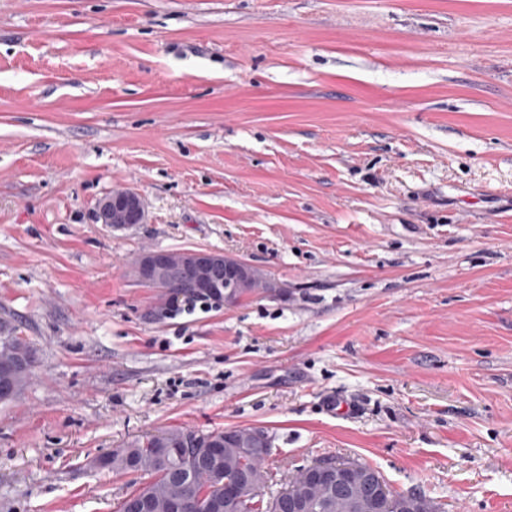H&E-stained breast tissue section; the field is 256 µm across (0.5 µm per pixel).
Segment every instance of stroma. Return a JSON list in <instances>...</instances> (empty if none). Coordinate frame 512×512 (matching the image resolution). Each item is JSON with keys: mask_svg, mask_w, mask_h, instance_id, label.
<instances>
[{"mask_svg": "<svg viewBox=\"0 0 512 512\" xmlns=\"http://www.w3.org/2000/svg\"><path fill=\"white\" fill-rule=\"evenodd\" d=\"M149 249L276 291L156 320ZM1 316L0 512H117L176 426L512 512V0H0ZM96 222L113 229H124L145 221V205L137 192L116 188L101 198L95 211ZM14 327L7 319L0 320V389L4 388V398H14V389L19 395L26 389L34 373L36 365V349L21 336L14 335ZM6 331V332H5ZM13 335V336H12ZM12 336L7 345H3L4 339ZM23 364L21 365L20 363ZM9 371L2 376V370ZM8 389V390H6ZM231 431H233L231 440L234 444L252 446L253 441H258L261 439V443L257 446V448L266 453L270 449V439L266 434H264L263 430H259L255 427H238L231 429Z\"/></svg>", "mask_w": 512, "mask_h": 512, "instance_id": "obj_1", "label": "stroma"}]
</instances>
